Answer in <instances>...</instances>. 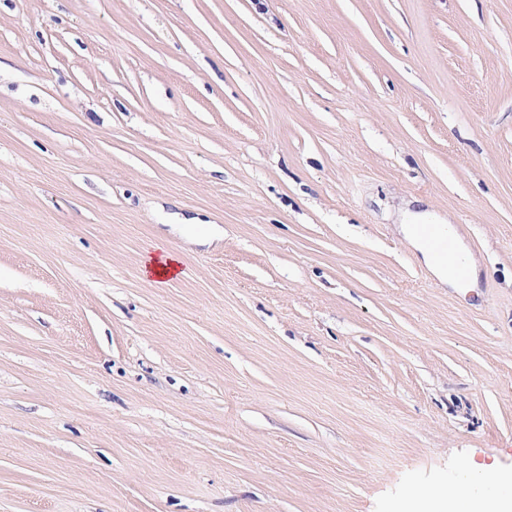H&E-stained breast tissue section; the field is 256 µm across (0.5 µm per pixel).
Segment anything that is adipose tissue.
<instances>
[{"mask_svg":"<svg viewBox=\"0 0 512 512\" xmlns=\"http://www.w3.org/2000/svg\"><path fill=\"white\" fill-rule=\"evenodd\" d=\"M395 512H512V473L471 466L452 492H410L396 503Z\"/></svg>","mask_w":512,"mask_h":512,"instance_id":"obj_1","label":"adipose tissue"}]
</instances>
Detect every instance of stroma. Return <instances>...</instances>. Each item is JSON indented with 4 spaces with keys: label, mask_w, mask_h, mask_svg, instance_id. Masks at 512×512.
Listing matches in <instances>:
<instances>
[{
    "label": "stroma",
    "mask_w": 512,
    "mask_h": 512,
    "mask_svg": "<svg viewBox=\"0 0 512 512\" xmlns=\"http://www.w3.org/2000/svg\"><path fill=\"white\" fill-rule=\"evenodd\" d=\"M472 464L512 469V0H0V512H388ZM430 218L431 217L429 213H424L415 215L410 219L409 223L402 224L405 238L420 251L425 263L433 270V272L441 279H447L448 284H450L452 287L455 286L458 288H474L477 275L475 263L466 254L460 242L459 249L466 256L469 263L470 276L467 279H457L449 269L437 263L430 254L429 250L422 244L416 235L414 224H418V234L424 239L432 252L440 260L451 266L458 277L465 278L467 276V266L456 258L453 233L443 224H422V222H428ZM148 260L144 273L153 280H157L159 282L163 281L162 278H165L174 271H177L179 266L176 258L165 251L160 255H152Z\"/></svg>",
    "instance_id": "stroma-1"
}]
</instances>
